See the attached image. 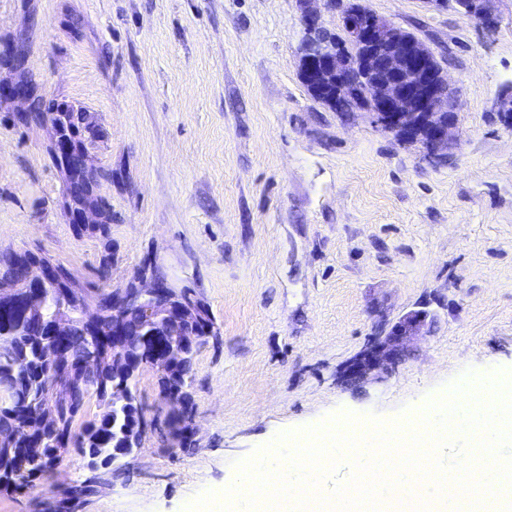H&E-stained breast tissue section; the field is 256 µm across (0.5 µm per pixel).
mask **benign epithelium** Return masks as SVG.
<instances>
[{
    "mask_svg": "<svg viewBox=\"0 0 512 512\" xmlns=\"http://www.w3.org/2000/svg\"><path fill=\"white\" fill-rule=\"evenodd\" d=\"M302 35L297 47L302 79L308 89L325 94L329 103L341 111L354 108L349 103L364 97L375 108L368 110L370 121L407 142L421 143L430 157L448 154L457 145L456 112L450 98L451 88L442 76L432 51L423 43H414L397 35L396 25L358 4H350L340 13L343 36L327 29L320 0H301ZM467 13L487 27L496 24L495 0H455ZM29 44L17 37L7 51V63L16 71L25 68ZM0 97L17 105L18 124L51 129L49 151L65 177V204L69 223L97 224V211L76 201L93 193L99 170L91 164L90 150L96 138L83 128L80 114L66 103L51 110L36 111L43 99L38 87L17 79L0 82ZM58 277L56 261L34 266L28 280L0 288V295L12 296L17 290L34 288ZM139 309L151 323H163L177 317L194 316L195 296L168 282L152 279L135 288L112 292V335H121L126 312ZM429 312L412 310L396 318L378 315L381 332L344 365L342 376L359 381L369 375L391 371L406 355L410 341L423 335Z\"/></svg>",
    "mask_w": 512,
    "mask_h": 512,
    "instance_id": "1",
    "label": "benign epithelium"
}]
</instances>
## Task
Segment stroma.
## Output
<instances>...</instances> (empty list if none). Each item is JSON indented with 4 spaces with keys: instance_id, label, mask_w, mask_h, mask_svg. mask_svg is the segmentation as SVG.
<instances>
[{
    "instance_id": "obj_1",
    "label": "stroma",
    "mask_w": 512,
    "mask_h": 512,
    "mask_svg": "<svg viewBox=\"0 0 512 512\" xmlns=\"http://www.w3.org/2000/svg\"><path fill=\"white\" fill-rule=\"evenodd\" d=\"M360 2L435 55L456 96L446 157L312 97L300 0H0V53L28 30L23 74L101 127L112 288L152 257L221 331L194 362L195 448L147 430L131 478L84 512H184L281 431L342 411L398 421L451 382L512 371V0L491 31L424 0ZM16 109L0 102V252L41 250L97 286L103 247L66 221L50 130ZM421 308L429 327L391 373L340 383L376 312ZM86 474L70 451L0 512H41Z\"/></svg>"
}]
</instances>
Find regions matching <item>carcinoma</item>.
<instances>
[{
  "label": "carcinoma",
  "instance_id": "carcinoma-1",
  "mask_svg": "<svg viewBox=\"0 0 512 512\" xmlns=\"http://www.w3.org/2000/svg\"><path fill=\"white\" fill-rule=\"evenodd\" d=\"M105 223L73 226L77 236H95L104 246L105 255L97 270L102 286L93 289L97 296V322L87 324L68 310L72 318L70 333L51 336L55 316L65 309L62 288L81 284L70 269L63 282L43 288L45 306L42 317H28L0 298V492H20L47 480L61 457L76 449L88 463V469L102 471L106 485L86 476L55 496L48 504L51 512H81L90 498L112 488V477L127 471L123 465L132 439L146 424L142 401L135 391L134 379L155 355L181 340V334L163 332L149 335L142 316L132 311L127 317L129 335L120 342L123 369L112 366V289L108 288L112 271V212L103 208ZM46 261L34 251L0 254V280L18 279L30 265ZM98 337L99 363L91 368L84 361L89 336ZM209 342L201 336L195 346L185 350L184 358L173 363L159 377L160 396L173 399L181 408L166 417V426L182 434L180 447L195 446L188 420L193 412L190 391L193 363L199 349ZM61 396L56 417L44 421L41 409L52 393ZM96 398L99 411L83 418L85 405Z\"/></svg>",
  "mask_w": 512,
  "mask_h": 512
}]
</instances>
